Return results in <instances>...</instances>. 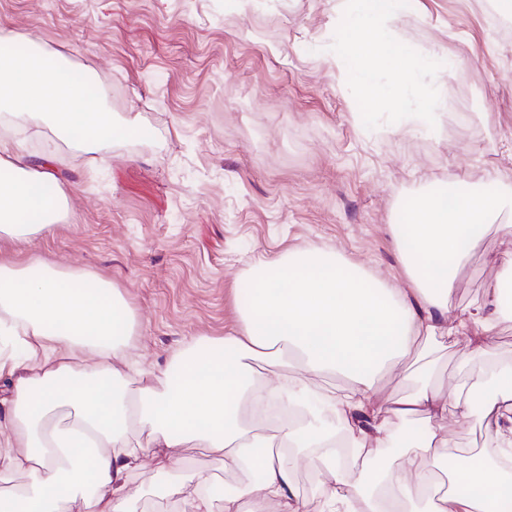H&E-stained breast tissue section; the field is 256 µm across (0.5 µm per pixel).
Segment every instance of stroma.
I'll return each instance as SVG.
<instances>
[{"mask_svg": "<svg viewBox=\"0 0 512 512\" xmlns=\"http://www.w3.org/2000/svg\"><path fill=\"white\" fill-rule=\"evenodd\" d=\"M339 2L0 0V39L35 37L45 57L102 84L116 130L72 144L0 106V137L33 167L53 154L54 188L67 197L51 233L1 243L0 258L111 281L133 312L128 351L146 373L236 327L247 279L291 251L332 250L405 287L396 224L412 197L451 185L512 192V34L493 26L484 0H401L392 36L420 62V90L447 107L357 112L365 90L342 65ZM510 254L512 234L489 229L459 268L451 312L482 298ZM468 344L452 336L405 357L409 382L381 376L384 398L427 376L445 386L512 365V321L487 354L466 356ZM414 423L450 432L457 455L493 446L480 418ZM171 454L228 486L245 478L204 448ZM164 481L145 449L131 478L136 512H191L188 496L160 494Z\"/></svg>", "mask_w": 512, "mask_h": 512, "instance_id": "35a3bbf8", "label": "stroma"}]
</instances>
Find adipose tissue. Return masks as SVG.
<instances>
[{"label": "adipose tissue", "mask_w": 512, "mask_h": 512, "mask_svg": "<svg viewBox=\"0 0 512 512\" xmlns=\"http://www.w3.org/2000/svg\"><path fill=\"white\" fill-rule=\"evenodd\" d=\"M395 0H342L337 15L352 55L392 76L367 81L361 111L410 100L418 112L439 111L436 96L418 94L419 64L392 38ZM106 93L61 63L17 52L0 41V102L48 114L53 129L78 143L111 139ZM18 145L0 138V238L27 242L60 221L63 195L36 196L52 183L51 156L29 172ZM512 212V195L447 192L421 195L404 209L398 258L408 290L400 293L366 276L332 252L299 249L261 265L248 284L241 322L224 338L196 342L171 366L132 380L126 340L134 318L111 282L91 273L40 262H0V335L24 356L0 358L10 386L0 393V512H135L128 491L140 466L132 434L147 430L154 448L185 444L208 449L225 470L247 473L235 490L215 499L214 474L201 470L191 487L176 479L182 466L163 456L164 496L188 494L192 512H307L293 482V465L311 461L324 475L320 512H512V472L476 454L454 457L450 439L416 437L382 472L362 467L383 454L392 430L410 416H470L480 403L486 427L512 458V367L487 382L450 388L421 381L401 400H380V376L412 352L478 330L474 354L507 320L501 278H494L465 317L449 299L458 269L483 239V224ZM298 376H289L290 367ZM349 382L338 395L328 376ZM330 407L338 431L306 432L283 421L273 432L251 410L309 400Z\"/></svg>", "instance_id": "1"}]
</instances>
